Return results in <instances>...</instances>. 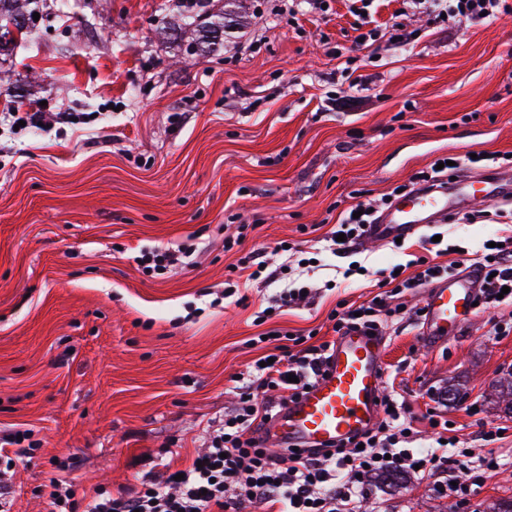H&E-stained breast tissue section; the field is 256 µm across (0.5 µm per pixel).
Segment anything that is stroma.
Here are the masks:
<instances>
[{
    "instance_id": "obj_1",
    "label": "stroma",
    "mask_w": 512,
    "mask_h": 512,
    "mask_svg": "<svg viewBox=\"0 0 512 512\" xmlns=\"http://www.w3.org/2000/svg\"><path fill=\"white\" fill-rule=\"evenodd\" d=\"M322 16L292 0H239L237 24L208 56L166 27L224 14V0H38L40 18L0 58V114L73 112L85 123L24 130L0 121V437L31 430L10 512H51L42 488L139 486L162 463L188 466L209 424L237 405L236 377L270 353L249 346L276 289L225 297L236 252L295 245L314 259L309 304L277 327L326 332L339 300L378 293L383 270L423 250L416 239L365 246L364 276L342 279L323 227L359 201L410 182L436 157L512 153V15L452 28L402 0H374V41L354 44L347 0ZM402 19L414 40L390 41ZM343 95L346 106L333 105ZM479 251L509 224L438 225ZM195 247L162 275L135 261L153 248ZM512 308L478 310L434 348L417 323L385 331L383 384L414 426L452 423L476 455L496 460L468 508L443 475L373 484L364 512H484L512 497V412L496 403L512 379V335L493 333ZM458 391L457 402L446 399ZM502 428L500 439L481 441Z\"/></svg>"
}]
</instances>
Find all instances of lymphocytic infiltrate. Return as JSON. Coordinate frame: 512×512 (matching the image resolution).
<instances>
[{
  "label": "lymphocytic infiltrate",
  "mask_w": 512,
  "mask_h": 512,
  "mask_svg": "<svg viewBox=\"0 0 512 512\" xmlns=\"http://www.w3.org/2000/svg\"><path fill=\"white\" fill-rule=\"evenodd\" d=\"M434 20L465 18L473 22L494 20L512 13V0H434ZM391 201L390 195L359 202L357 210L341 211L335 224L325 232L326 250L347 260L343 278L359 274L354 262L367 224ZM444 249L434 257L419 256L411 276L388 273L381 281L382 292L361 303L338 302L329 316L331 330L341 334L361 329L378 335L387 320L404 315L419 318L421 309H407V292L438 280L453 271L441 263ZM482 275L479 308L512 305V236L500 245L483 247L474 260ZM227 287H234V275L265 285L280 283L281 305L298 304L311 298L314 286L299 276H291L287 265L272 266L265 249L257 248L239 257L229 267ZM279 304V305H280ZM279 352L268 365L253 364L238 388V405L227 422L215 429L209 444L197 456L196 464L183 470V479L173 472L142 482L140 487L111 493L98 491L92 501L79 505L69 485L51 479L48 497L52 512H245L263 504L278 512H359L372 475L391 470L441 473L448 477L449 494L467 502L472 486L481 484L485 461L460 451L461 439H446L447 451L432 445L411 447L413 423L394 393H383L380 404L385 413L363 435L333 450H294L286 447L275 453L260 446L258 435L280 407L296 399L323 373L331 341L314 344L307 336L277 332Z\"/></svg>",
  "instance_id": "obj_1"
}]
</instances>
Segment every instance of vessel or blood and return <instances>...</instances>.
I'll return each instance as SVG.
<instances>
[{
  "mask_svg": "<svg viewBox=\"0 0 512 512\" xmlns=\"http://www.w3.org/2000/svg\"><path fill=\"white\" fill-rule=\"evenodd\" d=\"M512 194V173L466 175L445 187L420 184L395 198L369 238L392 242L409 238L431 224H443L470 206L474 197L493 199ZM479 287L475 269L449 276L429 286L423 303L420 340L438 345L448 330L465 324L472 316ZM384 341L379 336L350 333L336 339L324 374L296 402L276 416L266 436L279 447L300 444L324 448L361 433L379 417L381 356Z\"/></svg>",
  "mask_w": 512,
  "mask_h": 512,
  "instance_id": "obj_1",
  "label": "vessel or blood"
}]
</instances>
